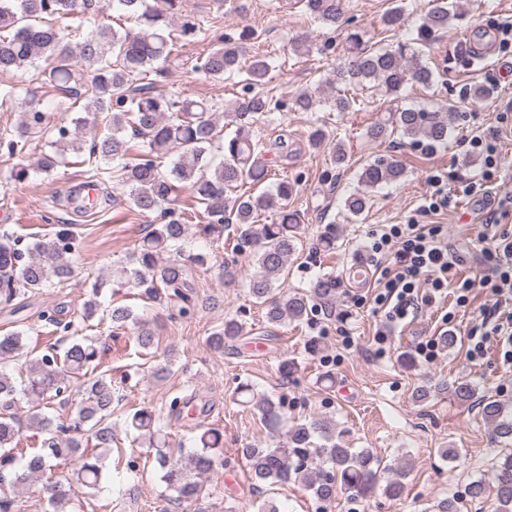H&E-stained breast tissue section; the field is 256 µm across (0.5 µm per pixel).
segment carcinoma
Returning a JSON list of instances; mask_svg holds the SVG:
<instances>
[{"label":"carcinoma","instance_id":"obj_1","mask_svg":"<svg viewBox=\"0 0 512 512\" xmlns=\"http://www.w3.org/2000/svg\"><path fill=\"white\" fill-rule=\"evenodd\" d=\"M135 15L140 28L120 33L106 26L98 28L69 47L49 17L73 13L88 0H0V84L16 71L34 67L41 60L51 62L49 82L69 96H85L92 101L94 112L103 115L106 132L93 140L90 154L98 162L121 161L118 178L129 188L131 204L142 213L171 214L173 218L153 228L135 247L129 264L112 271V277L123 285L143 289V296L156 301L161 298L181 302L178 313H191V297L187 294L188 264H204L205 256L191 254L167 263L161 256L175 249L182 252L180 242L195 227L197 237L210 240L224 234V228L236 225L237 249H249L254 271L248 282V293L258 304L267 306L266 318L271 324L307 322L313 313L310 297L304 293L273 294L274 283L285 270L288 259L296 253L300 216L288 210L294 185L281 181L257 194H237L247 182L264 183L268 176V151L255 139L253 126L263 115L290 105L302 112L330 105L338 112L354 109L356 101L345 94L330 97L303 92L292 103L275 101L264 90L270 65L266 58L254 56L244 60L245 43L252 33L244 31L238 40L226 38L199 61L197 69L213 80H233L245 75L249 95L243 101L224 109L225 117L234 123V134L223 139L217 130V110L207 102L189 98L167 99L153 94L150 76L166 74L165 63L176 42L191 41L200 32V19L183 12L182 0H117ZM395 6L383 17L388 27L398 28L408 19L406 0H394ZM314 21L324 27L338 28L344 14V0H293ZM463 20L458 0H438L417 27L413 42H397L394 46L372 51L368 49L366 31L346 33L350 60L337 67L330 85L362 86L372 83L392 95H399L413 83L430 86L434 72L412 44H425ZM94 66L86 77H79L73 59ZM453 112L439 109L404 108L392 113L384 122L370 127L369 136L378 139L397 132L412 140L424 138L435 143L448 139V126ZM89 121L85 117L46 123L45 113L29 108L21 113L20 133L40 129L51 136L53 153H44L37 161L42 173L52 172L58 154L69 149L81 150L86 145ZM146 140L137 147L125 137L126 129ZM7 151L17 156L10 178L21 182L30 176L25 145L6 140ZM173 155L169 167L160 169L161 159ZM404 175L401 165L379 159L366 165L360 182L374 189L399 181ZM187 190L191 204L186 209L172 208L178 193ZM262 212L276 218L270 224L257 223ZM76 252L75 236L63 226L40 240L34 253L23 259L16 240L8 232H0V302L9 303L32 290L50 288L72 273V257ZM326 309L332 308L336 281L322 278L312 289ZM246 335L244 325L236 318L224 320V328L210 336V344L222 348ZM26 332L15 330L0 336V359L24 354ZM140 348H153L155 335L146 322L136 330ZM104 351L95 341L71 342L58 353L56 345L49 351L28 356L24 362V378L17 380L0 374V512H16V492L54 471L69 466L66 482L51 481L44 487L53 512H64L70 491L65 484L77 483L84 489L98 488L102 454L98 448H110L112 405L119 401L120 387L112 377L94 374ZM23 394L37 407L50 398L58 402L65 415L56 419L42 413L27 415L21 424L16 414L15 397ZM235 394L240 402L252 404L264 423L273 431L285 430L284 439L268 448H245L251 479L254 482L293 480L319 501H332L338 493L352 492L367 496L380 468L392 472L385 494L396 497L401 490V470L382 465L369 449L358 450L344 440L345 431L336 430L332 418L324 416L288 428L282 403L254 393L253 386L241 383ZM482 415L494 435L512 441V407L489 397L480 399ZM48 434L41 447L26 451L18 447L22 427ZM127 426L149 440L155 450V462L162 471L161 480L170 498L191 512H208L202 505V490L196 478L213 471L223 451L221 436L205 430L195 438V449L173 456L166 448V433L160 417L146 408L129 413ZM94 442L88 448L87 441ZM496 492L495 512H512V448L499 454L493 465ZM486 492L483 480L470 482L464 491L433 505L435 512H460L464 500H479Z\"/></svg>","mask_w":512,"mask_h":512}]
</instances>
